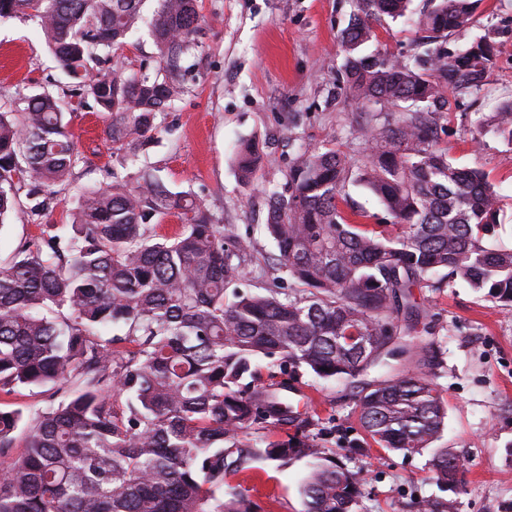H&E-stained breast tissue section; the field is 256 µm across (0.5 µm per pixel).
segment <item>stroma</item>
I'll use <instances>...</instances> for the list:
<instances>
[{"mask_svg":"<svg viewBox=\"0 0 512 512\" xmlns=\"http://www.w3.org/2000/svg\"><path fill=\"white\" fill-rule=\"evenodd\" d=\"M204 22L199 47L184 60L185 93L158 120L144 159L174 192L201 199L219 223L250 242L259 258L239 282L258 292L279 279L288 294L298 286L273 262L263 232L266 190L283 183L299 148L354 147L359 108L346 98L339 77L345 53L339 34L354 12L353 0H200ZM376 40L363 54H413L424 34L412 22L383 18ZM498 46L488 89L453 99L441 124L442 143L457 166L484 170L503 210L496 240L512 246V145L494 134L472 141L470 130L512 97V0H476L470 25L457 30L448 49L468 47L480 36ZM61 71L33 21H0V91L33 94L60 79ZM109 120L93 109L69 116L81 153L74 179L81 186L109 183L120 160L106 136ZM256 141L263 162L255 180L242 184L236 151ZM19 198L0 229V260L38 235ZM414 296L433 318L432 333H418V348L439 343L447 365L437 383L448 415L438 447L460 453L464 465L456 487L438 484L428 454L388 452L367 442L358 423L355 388L327 383L303 371L301 394L288 400L306 409V432L364 480L359 512H420L443 501L448 512H512V309H504L459 280ZM310 471L304 460L285 466L265 460L230 477L242 485L255 512H303L301 489Z\"/></svg>","mask_w":512,"mask_h":512,"instance_id":"35a3bbf8","label":"stroma"}]
</instances>
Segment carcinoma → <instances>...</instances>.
I'll list each match as a JSON object with an SVG mask.
<instances>
[{
    "mask_svg": "<svg viewBox=\"0 0 512 512\" xmlns=\"http://www.w3.org/2000/svg\"><path fill=\"white\" fill-rule=\"evenodd\" d=\"M0 0V20H33L63 75L57 90L0 91V229L20 195L39 234L0 264V394L38 388L44 407L0 408V512H250L227 476L251 461L313 459L304 512H357L359 474L324 457L304 436L256 448L254 427L286 425L298 412L267 389L258 357L281 373L304 369L355 384L359 420L383 450L431 452L432 478L454 485L459 456L435 448L448 407L435 378L441 347L411 346L425 312L412 289L461 280L512 307V248L487 241L501 199L481 171L459 168L441 145L437 118L449 97L489 84L495 46L486 35L462 52L448 38L470 23L471 0H438L417 18L432 39L399 59L361 56L372 22L405 17L410 0H357L339 35L342 83L356 103L405 104L394 119L366 112L359 150L299 151L281 188L268 193L265 230L274 260L301 287L274 280L259 293L236 285L251 244L215 222L202 203L174 193L139 164L148 133L184 92L182 60L198 47V0ZM147 31L154 75L127 74L120 54ZM109 117L107 137L123 167L99 188L73 187L71 224L42 220L46 195L81 162L64 105ZM512 144V101L472 132ZM258 146L237 153L243 184ZM358 183L383 214L355 209ZM176 213L171 235L152 220ZM375 341L356 346L350 330ZM389 376L375 386L361 377ZM26 433L14 453L15 434Z\"/></svg>",
    "mask_w": 512,
    "mask_h": 512,
    "instance_id": "1",
    "label": "carcinoma"
}]
</instances>
